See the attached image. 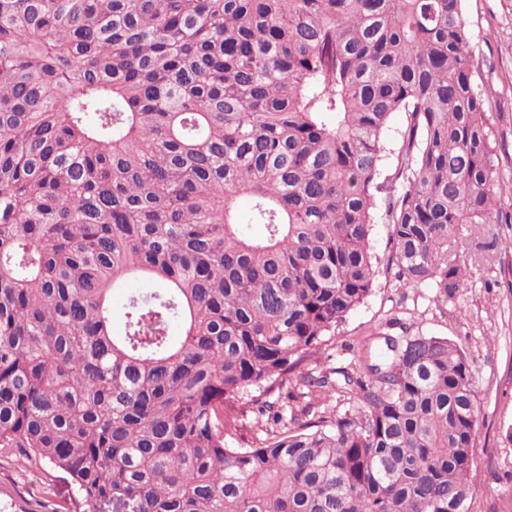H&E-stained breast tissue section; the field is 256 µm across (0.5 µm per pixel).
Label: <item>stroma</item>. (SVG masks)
I'll list each match as a JSON object with an SVG mask.
<instances>
[{
  "label": "stroma",
  "mask_w": 512,
  "mask_h": 512,
  "mask_svg": "<svg viewBox=\"0 0 512 512\" xmlns=\"http://www.w3.org/2000/svg\"><path fill=\"white\" fill-rule=\"evenodd\" d=\"M472 30L475 82L506 145L498 192L512 204V0H464ZM458 254L471 273L454 299L435 288H402L379 271L370 295L322 349L331 366L354 361L378 332L444 336L463 346L473 370L479 426L467 512H512V227L462 224ZM0 512H83L67 475L49 462L0 452Z\"/></svg>",
  "instance_id": "1"
}]
</instances>
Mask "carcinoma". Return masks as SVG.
Masks as SVG:
<instances>
[{
    "label": "carcinoma",
    "instance_id": "1",
    "mask_svg": "<svg viewBox=\"0 0 512 512\" xmlns=\"http://www.w3.org/2000/svg\"><path fill=\"white\" fill-rule=\"evenodd\" d=\"M473 67L462 0H0V450L84 512H466L458 343L300 367L372 290L378 199L443 301L455 227L512 224ZM407 117L403 112L395 113L390 121V127L387 134L386 152L383 158V170L386 175H392L399 162V137L405 130ZM156 285L143 281H130L124 291L116 292L112 296V329L114 332L119 333L123 331L125 324L123 304L126 301V297L132 291H142L147 288H155Z\"/></svg>",
    "mask_w": 512,
    "mask_h": 512
}]
</instances>
